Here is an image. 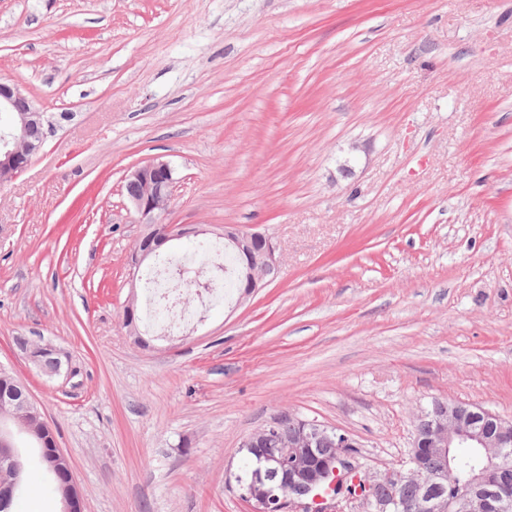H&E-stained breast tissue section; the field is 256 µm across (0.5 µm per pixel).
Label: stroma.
<instances>
[{"label":"stroma","mask_w":512,"mask_h":512,"mask_svg":"<svg viewBox=\"0 0 512 512\" xmlns=\"http://www.w3.org/2000/svg\"><path fill=\"white\" fill-rule=\"evenodd\" d=\"M1 78L45 142L0 188V367L82 512H251L242 442L283 412L348 434L372 474L432 400L512 419V0H0ZM159 155L165 223L214 248L228 224L264 232L281 268L142 346L123 185ZM33 484L19 512H61Z\"/></svg>","instance_id":"1"}]
</instances>
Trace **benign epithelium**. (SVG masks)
Returning a JSON list of instances; mask_svg holds the SVG:
<instances>
[{
    "label": "benign epithelium",
    "instance_id": "obj_1",
    "mask_svg": "<svg viewBox=\"0 0 512 512\" xmlns=\"http://www.w3.org/2000/svg\"><path fill=\"white\" fill-rule=\"evenodd\" d=\"M0 112L15 114L5 133H0V186L12 182L30 164L44 144L42 112L17 84L0 79ZM176 171L170 161L157 156L131 169L126 175L127 200L146 225L145 233L131 256L137 271L155 253V248L179 240L186 231L179 225L163 224L164 214L173 198ZM224 246L245 257L238 279L244 300L278 273L280 259L271 239L260 231H245L224 226ZM13 419L0 418V463L12 471V479L0 483V501L11 500L23 480V452L16 436L22 430L16 419L42 416L26 386L8 392ZM288 433L281 432L280 420L251 433L242 447L255 454L253 464L236 476L252 512H283L291 504L305 499L325 500L336 486V479L351 471L348 458L354 441L346 434L315 420L294 413L286 414ZM30 437L39 434L22 431ZM272 435L281 447L266 448ZM469 448L470 489L448 496L444 488L454 473V450ZM512 450V420H506L480 405L436 400L413 421V440L408 460L401 468L384 477L372 475L359 479L363 500L372 512H509L512 508V482L503 475L502 461ZM435 456L440 469L428 471L421 458ZM412 487L415 497L408 500L403 491Z\"/></svg>",
    "mask_w": 512,
    "mask_h": 512
}]
</instances>
